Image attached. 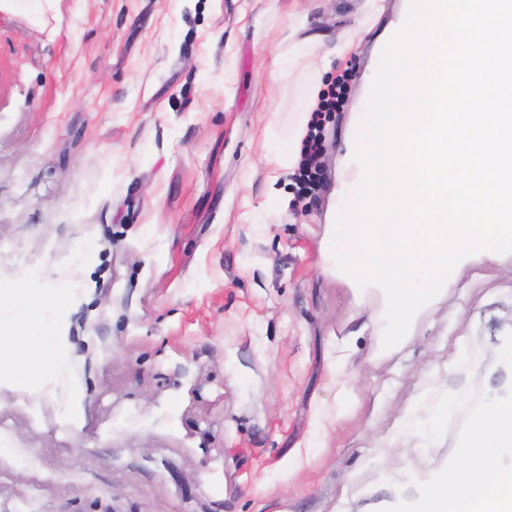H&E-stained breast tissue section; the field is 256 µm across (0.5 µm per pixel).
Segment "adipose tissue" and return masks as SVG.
I'll return each mask as SVG.
<instances>
[{
	"label": "adipose tissue",
	"instance_id": "1",
	"mask_svg": "<svg viewBox=\"0 0 512 512\" xmlns=\"http://www.w3.org/2000/svg\"><path fill=\"white\" fill-rule=\"evenodd\" d=\"M43 305L28 289L0 290V359L24 358L22 370L30 376L58 362L51 337L21 331L36 320ZM505 448L512 450V403L472 421L459 464L425 488L422 512H512V469L496 463Z\"/></svg>",
	"mask_w": 512,
	"mask_h": 512
}]
</instances>
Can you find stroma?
<instances>
[{"label": "stroma", "instance_id": "1", "mask_svg": "<svg viewBox=\"0 0 512 512\" xmlns=\"http://www.w3.org/2000/svg\"><path fill=\"white\" fill-rule=\"evenodd\" d=\"M407 6L0 0V289L46 298L60 348L0 366V512H417L512 400L511 269L464 272L380 357L381 294L321 260ZM303 43L346 90L301 198L265 158L318 102Z\"/></svg>", "mask_w": 512, "mask_h": 512}]
</instances>
